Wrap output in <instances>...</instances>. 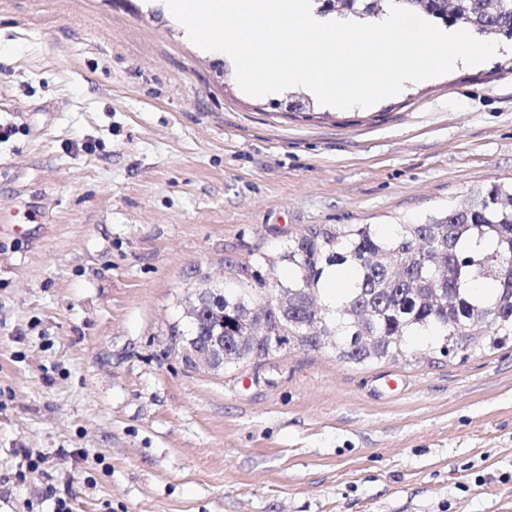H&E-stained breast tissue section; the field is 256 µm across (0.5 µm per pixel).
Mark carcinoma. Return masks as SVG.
<instances>
[{
  "label": "carcinoma",
  "mask_w": 512,
  "mask_h": 512,
  "mask_svg": "<svg viewBox=\"0 0 512 512\" xmlns=\"http://www.w3.org/2000/svg\"><path fill=\"white\" fill-rule=\"evenodd\" d=\"M447 27L512 41V12L501 0H395ZM321 15H377L390 0H314ZM472 242L486 248L474 250ZM274 263L257 255L240 266L238 286L200 289L199 314L169 328L172 351L192 339L245 359L272 356L268 344L242 340L267 310L270 335L288 347L326 350L340 363H441L494 353L512 343V184H493L463 204L419 222L394 225L384 236L374 224L318 225L289 240ZM353 278L331 304L321 284L329 268ZM493 285L486 300L469 293L473 281ZM288 293V305L272 299Z\"/></svg>",
  "instance_id": "obj_1"
}]
</instances>
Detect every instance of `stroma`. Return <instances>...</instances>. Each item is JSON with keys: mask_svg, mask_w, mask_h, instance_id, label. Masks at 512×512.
Wrapping results in <instances>:
<instances>
[{"mask_svg": "<svg viewBox=\"0 0 512 512\" xmlns=\"http://www.w3.org/2000/svg\"><path fill=\"white\" fill-rule=\"evenodd\" d=\"M217 61L164 0H0V512H512V346L217 373L168 336L310 226L511 183L512 64L336 110Z\"/></svg>", "mask_w": 512, "mask_h": 512, "instance_id": "1", "label": "stroma"}]
</instances>
